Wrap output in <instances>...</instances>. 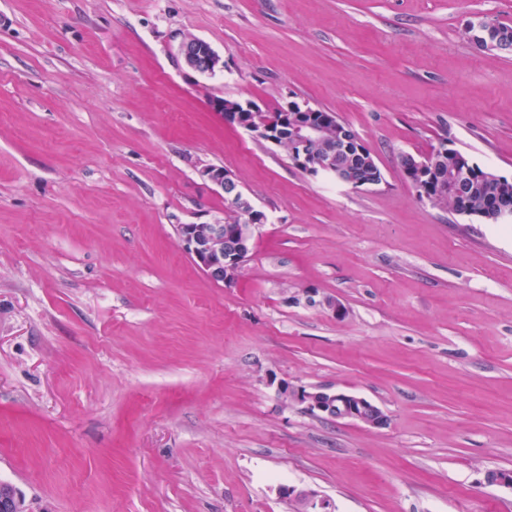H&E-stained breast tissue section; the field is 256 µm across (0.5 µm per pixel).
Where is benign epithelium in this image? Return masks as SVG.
Segmentation results:
<instances>
[{
  "instance_id": "1",
  "label": "benign epithelium",
  "mask_w": 512,
  "mask_h": 512,
  "mask_svg": "<svg viewBox=\"0 0 512 512\" xmlns=\"http://www.w3.org/2000/svg\"><path fill=\"white\" fill-rule=\"evenodd\" d=\"M466 30L479 50L497 55L512 54L511 28L481 20L468 23ZM178 56L185 67L200 74H212L223 67L221 57L211 45L196 37L181 40ZM242 106V112H226L224 99L211 101L212 110L223 115L228 124L242 127L275 146L289 142L288 156L293 164L312 176L336 172V154L340 151H354L361 156L366 154L353 132L343 131L337 140L330 138L329 131L334 122L317 116L315 110L307 106L290 103L277 116L256 123L247 115L254 116L261 108L251 101L243 102ZM446 154V148L441 147L433 156L406 166L408 176L419 189L424 190L435 181L443 182L441 161ZM474 168L476 163L469 156H459L455 186L460 188L465 185L470 170ZM200 174L222 191L224 199L238 212L242 223L180 224L178 235L184 251L205 275L216 283H224L232 279L246 261L252 229L264 223V215L245 197L229 171L205 167ZM307 301L335 316L346 314L345 307L337 299L320 297L316 291L308 292ZM278 393L287 404H297L311 413L332 419H347L373 428L388 424L387 415L376 404L344 391L320 387L293 388L282 383L278 385ZM282 494L295 500L302 507L301 512H331L330 503L318 498L317 492L312 489L287 487L282 489ZM0 512H23L19 493L6 482L0 483Z\"/></svg>"
}]
</instances>
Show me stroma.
Wrapping results in <instances>:
<instances>
[{
  "instance_id": "35a3bbf8",
  "label": "stroma",
  "mask_w": 512,
  "mask_h": 512,
  "mask_svg": "<svg viewBox=\"0 0 512 512\" xmlns=\"http://www.w3.org/2000/svg\"><path fill=\"white\" fill-rule=\"evenodd\" d=\"M512 0H0V481L26 512H512V223L419 200L399 158L512 176ZM224 66L177 59L182 37ZM337 114L379 184L312 177L212 98ZM266 217L215 283L177 227ZM339 299L338 318L307 303ZM367 398L372 428L282 403ZM475 46L493 54H512V29L497 23L470 22L466 26ZM178 56L185 67L203 74L223 68L221 57L209 43L196 37H184L178 46ZM277 389L285 403L300 405L311 413L336 420L347 419L373 428H382L388 424V417L382 409L361 396L320 387L293 388L287 383H281ZM282 494L292 498L302 507L301 512H332L330 503L318 498L316 491L306 488L287 487L282 489Z\"/></svg>"
}]
</instances>
